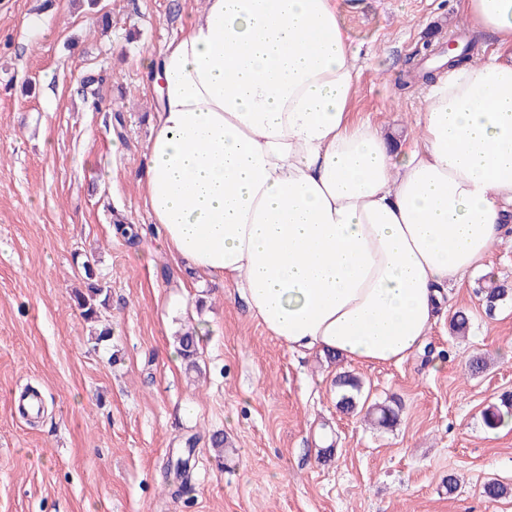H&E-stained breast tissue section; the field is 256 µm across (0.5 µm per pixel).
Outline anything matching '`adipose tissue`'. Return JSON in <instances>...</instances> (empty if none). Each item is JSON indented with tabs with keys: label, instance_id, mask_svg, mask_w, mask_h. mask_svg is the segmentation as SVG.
I'll return each instance as SVG.
<instances>
[{
	"label": "adipose tissue",
	"instance_id": "obj_1",
	"mask_svg": "<svg viewBox=\"0 0 512 512\" xmlns=\"http://www.w3.org/2000/svg\"><path fill=\"white\" fill-rule=\"evenodd\" d=\"M485 58L436 77L412 131L353 121L336 0H205L140 66L143 172L168 250L231 283L290 350L398 363L512 231V0H461Z\"/></svg>",
	"mask_w": 512,
	"mask_h": 512
}]
</instances>
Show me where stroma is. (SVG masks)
<instances>
[{
	"label": "stroma",
	"mask_w": 512,
	"mask_h": 512,
	"mask_svg": "<svg viewBox=\"0 0 512 512\" xmlns=\"http://www.w3.org/2000/svg\"><path fill=\"white\" fill-rule=\"evenodd\" d=\"M336 4L358 56L353 118L407 133L422 73L466 24L458 0ZM201 10L0 0V512H512V496L483 492L490 478L512 486V428L482 419L512 395V296L489 312L482 295L512 289V239L450 290L421 350L377 365L289 350L233 285L196 284L169 253L140 183L158 91L138 59ZM87 257L110 294L102 342L70 298ZM459 310L463 338L449 327ZM194 329L189 373L173 353ZM343 374L367 404L398 407L396 423L343 411ZM29 388L34 418L16 408ZM191 436V489L175 497L162 470Z\"/></svg>",
	"instance_id": "1"
}]
</instances>
